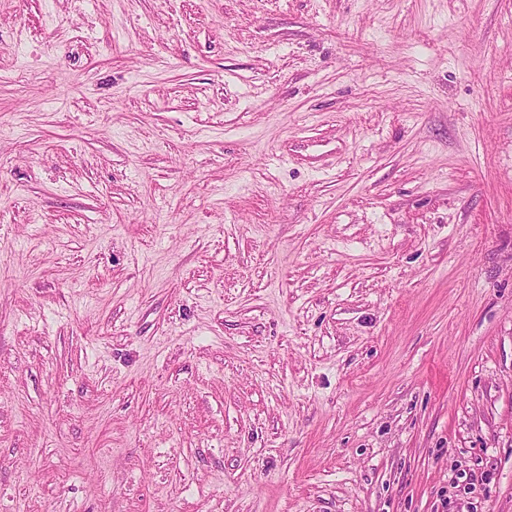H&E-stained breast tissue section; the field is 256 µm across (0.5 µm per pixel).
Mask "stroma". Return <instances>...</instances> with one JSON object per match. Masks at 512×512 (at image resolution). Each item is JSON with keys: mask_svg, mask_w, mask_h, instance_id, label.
Segmentation results:
<instances>
[{"mask_svg": "<svg viewBox=\"0 0 512 512\" xmlns=\"http://www.w3.org/2000/svg\"><path fill=\"white\" fill-rule=\"evenodd\" d=\"M0 512H512V0H0Z\"/></svg>", "mask_w": 512, "mask_h": 512, "instance_id": "1", "label": "stroma"}]
</instances>
